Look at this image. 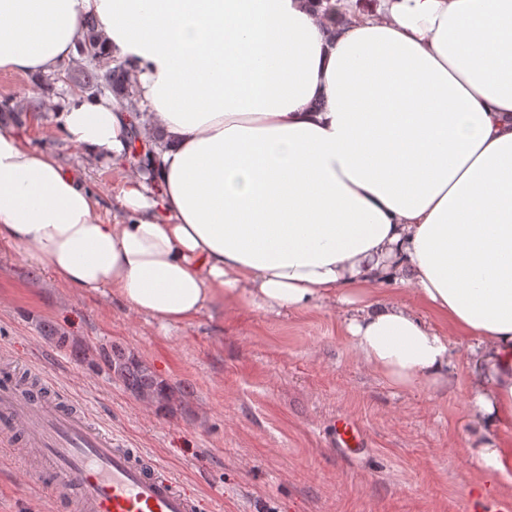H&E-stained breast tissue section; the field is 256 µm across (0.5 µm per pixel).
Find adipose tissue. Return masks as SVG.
Here are the masks:
<instances>
[{
    "label": "adipose tissue",
    "instance_id": "obj_1",
    "mask_svg": "<svg viewBox=\"0 0 512 512\" xmlns=\"http://www.w3.org/2000/svg\"><path fill=\"white\" fill-rule=\"evenodd\" d=\"M89 16L133 100L50 105L101 165L143 112L129 221L3 127L0 242L164 325L340 305L357 355L402 388L448 387L465 334L481 423L512 418V0H0V72L78 57Z\"/></svg>",
    "mask_w": 512,
    "mask_h": 512
}]
</instances>
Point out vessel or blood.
I'll return each instance as SVG.
<instances>
[{
	"mask_svg": "<svg viewBox=\"0 0 512 512\" xmlns=\"http://www.w3.org/2000/svg\"><path fill=\"white\" fill-rule=\"evenodd\" d=\"M0 440L15 442L26 461H44L58 477L57 495L73 512H207L209 507L155 459L96 427L82 409L5 374L0 376ZM331 443L337 452L355 456L366 437L344 416L336 421ZM472 512H512V502L489 489Z\"/></svg>",
	"mask_w": 512,
	"mask_h": 512,
	"instance_id": "b4317fda",
	"label": "vessel or blood"
}]
</instances>
